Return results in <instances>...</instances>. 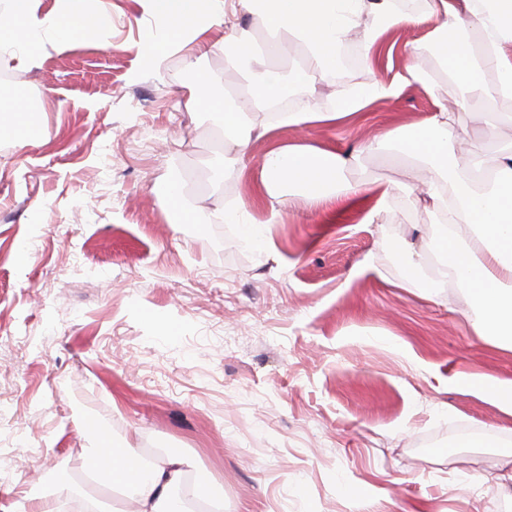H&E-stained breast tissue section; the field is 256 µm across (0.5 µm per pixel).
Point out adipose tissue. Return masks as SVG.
<instances>
[{
  "mask_svg": "<svg viewBox=\"0 0 512 512\" xmlns=\"http://www.w3.org/2000/svg\"><path fill=\"white\" fill-rule=\"evenodd\" d=\"M56 11L41 13L39 0H0V69L26 71L37 67L44 45L68 23L87 35L104 37L111 27L107 10L89 13V0H59ZM156 25L154 40L143 47L148 66L160 67L167 55L192 60L195 47L213 24L224 35L211 43L226 59L257 66L249 93L234 108L223 98L203 95L211 111L221 113L224 144L244 153L256 130L248 115L254 109H276L287 96L299 98L297 109L275 119L281 126L333 123L357 115L367 104L397 99L410 87L431 88L419 63V48L405 44L408 57L392 78H374L336 91L330 111H317L309 81L334 78L339 56L350 37H357L360 60L371 66L380 38L408 25H429L427 40L443 60L447 97H434L433 110L416 128L395 127L369 147L392 148L422 163L405 190L429 202L434 228L432 254L440 275L476 299L471 324L497 346L512 349V143H500L493 171H486L468 147L457 115H486L485 133L498 141L499 128L512 114L498 111L512 101V0H426L423 13L404 12L399 0H143ZM266 35L257 44L256 32ZM302 50V61L289 71L268 67L271 56H284L289 44ZM355 153L332 148L285 145L273 148L260 170V192L269 202L299 200L322 212L344 209L360 195L369 207L361 221L375 223L391 208L397 189L382 182L358 184L346 179ZM112 463L93 469L97 484L122 489L135 512H172L171 501L186 478L187 462L168 454L147 462L136 449L107 448Z\"/></svg>",
  "mask_w": 512,
  "mask_h": 512,
  "instance_id": "obj_1",
  "label": "adipose tissue"
}]
</instances>
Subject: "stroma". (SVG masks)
I'll use <instances>...</instances> for the list:
<instances>
[{
  "mask_svg": "<svg viewBox=\"0 0 512 512\" xmlns=\"http://www.w3.org/2000/svg\"><path fill=\"white\" fill-rule=\"evenodd\" d=\"M101 5L108 41L63 28L15 73L37 133L0 140V512L35 490L69 497L110 445L185 457L224 512H358L364 499L369 512H500L506 496L475 477L512 450V417L467 379L512 380V351L475 332L474 297L432 261L404 284L423 205L401 193L373 224L362 202L331 223L298 206L269 224L256 202L281 145L357 148L348 178L406 183L407 157L362 145L421 125L432 93L447 94L436 51L419 57L434 92L272 130L217 171L222 131L189 90L204 76L219 95L247 85V68L217 52L142 69L138 0L89 8ZM427 31L387 34L372 68L317 86V107L336 86L390 77L404 59L389 44ZM175 187L200 222H184ZM224 202L260 227L207 222ZM466 435L482 447L460 446Z\"/></svg>",
  "mask_w": 512,
  "mask_h": 512,
  "instance_id": "35a3bbf8",
  "label": "stroma"
}]
</instances>
